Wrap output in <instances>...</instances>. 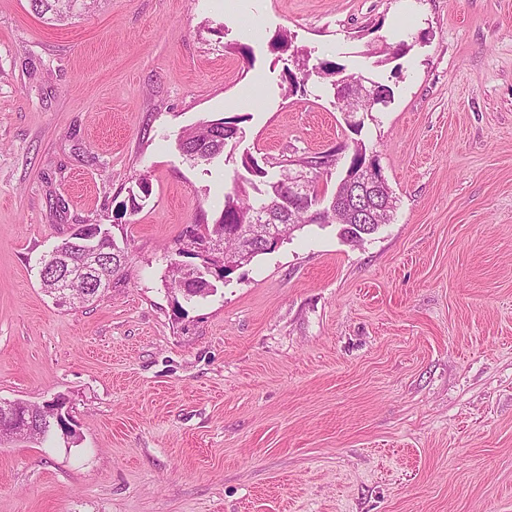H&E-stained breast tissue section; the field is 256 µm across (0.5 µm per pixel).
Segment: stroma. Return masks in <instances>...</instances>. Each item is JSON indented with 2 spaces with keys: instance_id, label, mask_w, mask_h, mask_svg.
<instances>
[{
  "instance_id": "1",
  "label": "stroma",
  "mask_w": 512,
  "mask_h": 512,
  "mask_svg": "<svg viewBox=\"0 0 512 512\" xmlns=\"http://www.w3.org/2000/svg\"><path fill=\"white\" fill-rule=\"evenodd\" d=\"M224 2L0 0V400L65 396L76 431L0 445V512H512V0ZM300 58L391 96L353 131L328 80L289 86ZM233 116L226 154L262 165L342 146L328 195L363 141L390 223L168 291L234 170L178 140ZM88 223L122 271L56 305L40 261ZM75 1H80L81 7L79 12L72 11L74 0H31V6L37 15L44 17L47 13H50L53 20L61 22L87 9L89 10L94 6V2H96V0Z\"/></svg>"
}]
</instances>
